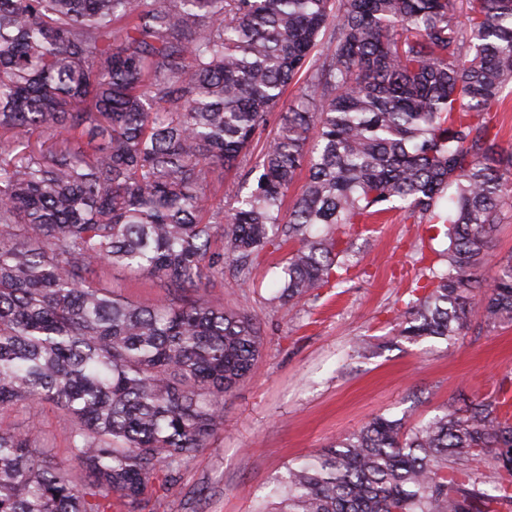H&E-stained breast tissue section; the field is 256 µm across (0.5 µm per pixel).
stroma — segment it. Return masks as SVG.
<instances>
[{"mask_svg": "<svg viewBox=\"0 0 512 512\" xmlns=\"http://www.w3.org/2000/svg\"><path fill=\"white\" fill-rule=\"evenodd\" d=\"M447 246L442 229L391 211L353 241L346 283L317 290L305 303L275 300L283 252L248 281L225 269L203 292L214 305L245 308L260 324L259 368L224 399V428L177 482L149 491L144 512H251L287 465L358 430L374 415L404 414L416 424L461 399L488 395L512 373V325L473 328L455 343L398 340L393 309L418 269L420 246ZM101 283L133 302L166 294L159 281L105 268ZM48 459L66 462V416L39 415Z\"/></svg>", "mask_w": 512, "mask_h": 512, "instance_id": "1", "label": "stroma"}]
</instances>
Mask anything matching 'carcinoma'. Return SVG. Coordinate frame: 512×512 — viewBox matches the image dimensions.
<instances>
[{"instance_id": "obj_1", "label": "carcinoma", "mask_w": 512, "mask_h": 512, "mask_svg": "<svg viewBox=\"0 0 512 512\" xmlns=\"http://www.w3.org/2000/svg\"><path fill=\"white\" fill-rule=\"evenodd\" d=\"M296 102L258 155L292 83ZM512 85V0H0V512H139L221 431L262 333L200 292L289 247L276 299L342 283L383 208L441 224L397 336L512 323V255L480 267L512 207L493 134ZM256 183L224 214L215 167ZM156 278L134 303L104 268ZM512 376L426 421L380 414L289 464L253 512H512ZM39 419L47 444V460L51 463H67V431L70 426L67 417L55 408L47 406L39 414Z\"/></svg>"}]
</instances>
